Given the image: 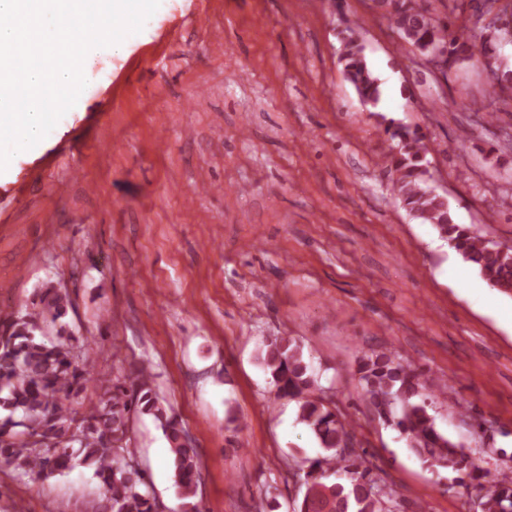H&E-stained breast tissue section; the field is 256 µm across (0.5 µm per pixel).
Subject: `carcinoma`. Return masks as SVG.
<instances>
[{"instance_id":"obj_1","label":"carcinoma","mask_w":512,"mask_h":512,"mask_svg":"<svg viewBox=\"0 0 512 512\" xmlns=\"http://www.w3.org/2000/svg\"><path fill=\"white\" fill-rule=\"evenodd\" d=\"M391 9L401 38L424 58L433 48L448 50V67L464 62L485 66L501 55L511 34L495 28H468L447 39L445 27L427 16L419 0H377ZM343 73L359 98L374 108L380 82L369 68L363 47L344 42ZM500 98L512 91V69L503 65L490 82ZM386 132L398 141L391 157L392 184L410 216L433 225L491 287L512 292V247H502L471 228L454 222L447 200L428 185L427 147L416 131L391 119ZM72 307L69 297L47 285L39 303L23 316L0 321V467L17 477L62 475L77 466L102 480L103 496L95 512H158L146 472L130 448L132 422L151 416L171 451L175 485L181 498L196 496L199 461L196 446L179 416L164 405L150 364L98 381L97 400L78 418L70 409L88 384L89 358L82 348L62 340L61 322ZM259 360L280 396L293 401L297 419L316 436L325 455L310 461L301 504L293 512H393L396 490L384 488L373 474L366 451L349 447L351 423L322 396L308 372L301 346L290 337L265 344ZM357 373L376 417L396 430L417 457L469 478L467 488L476 512H512V472L490 474L443 433L428 400L445 395L448 383H430L424 374L387 350L363 355Z\"/></svg>"}]
</instances>
